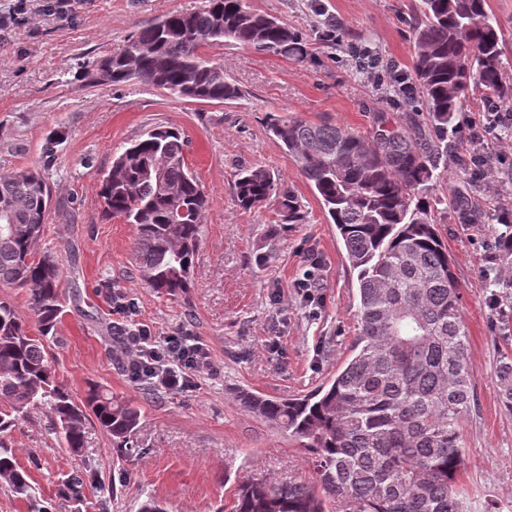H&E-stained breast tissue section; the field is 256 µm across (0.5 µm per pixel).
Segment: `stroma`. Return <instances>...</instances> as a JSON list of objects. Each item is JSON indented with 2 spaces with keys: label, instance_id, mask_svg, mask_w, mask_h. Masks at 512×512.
I'll use <instances>...</instances> for the list:
<instances>
[{
  "label": "stroma",
  "instance_id": "stroma-1",
  "mask_svg": "<svg viewBox=\"0 0 512 512\" xmlns=\"http://www.w3.org/2000/svg\"><path fill=\"white\" fill-rule=\"evenodd\" d=\"M49 0H28L27 12L0 31V173L36 166L56 140L45 172L53 205L38 251H51L64 271L61 339L49 358L57 380L75 401L89 385L133 400L141 409L135 449L120 455L110 437L87 423L82 452L58 446L44 433V411L19 421L12 439L20 465L32 470L39 497L57 500L59 484L78 467L96 481L80 503L60 512H136L150 496L167 512H218L243 481L308 483L311 456L288 430L248 412L244 392L300 398L332 379L359 333L357 273L343 242L308 181L267 130L269 115L323 118L352 131L372 129L378 116L407 122L412 110L388 79L377 83L356 69L353 46H367L412 78L410 0H249L284 19L304 37L307 61L260 54L233 42L207 49L242 95L222 103L170 97L133 80L97 84L84 73L120 52L128 38L166 15L203 8L205 0H68L66 15ZM341 26L345 47L327 35ZM183 129L186 162L210 198V208L186 295L157 294L135 263L133 225L101 213L100 180L124 146L149 129ZM447 170H436L432 195L437 228L463 299L475 405L463 423L461 480L477 504L512 512V415L496 379L499 353L512 351V288L485 271L512 268L491 257L490 243L512 219V151L477 167L476 145L449 136ZM243 168L274 174L278 192L241 208L236 175ZM293 193L305 221L280 220L283 193ZM490 214L471 224L456 207L461 194ZM319 265L314 302L296 283L309 261ZM502 301L491 306L492 297ZM131 302L117 312L115 299ZM146 326L153 336L179 334L199 342L210 369L191 386L160 394L134 382L116 334Z\"/></svg>",
  "mask_w": 512,
  "mask_h": 512
}]
</instances>
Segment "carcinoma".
<instances>
[{
    "instance_id": "cac0c4a2",
    "label": "carcinoma",
    "mask_w": 512,
    "mask_h": 512,
    "mask_svg": "<svg viewBox=\"0 0 512 512\" xmlns=\"http://www.w3.org/2000/svg\"><path fill=\"white\" fill-rule=\"evenodd\" d=\"M412 24L415 102L425 127L382 117L369 135L329 120L272 116L268 130L311 186L357 271L360 332L336 377L302 398L246 393L243 407L282 424L313 456V484L261 481L239 487L229 512H328L342 499L351 512H472L460 483V426L474 402L467 332L448 248L431 217L434 172L448 167V134L475 88L488 100L512 102V80L488 0H418ZM226 41L303 62L302 35L257 11L248 0H207L198 12L172 14L141 29L117 55L90 71L92 80H131L182 99L222 103L241 96L205 49ZM188 139L177 128L148 132L125 148L100 185L103 216L136 229L139 272L155 292L178 298L190 287L210 200L190 170ZM276 191L274 175L243 169L238 204L250 209ZM290 224L305 221L293 194L281 201ZM50 207L44 172L0 174V285L21 288L37 332L0 299V484L27 505L31 469L18 464L7 437L35 408L48 410L47 431L74 452L84 447L88 417L118 448L133 447L141 410L98 385L76 403L56 381L48 357L59 343L63 272L37 251ZM504 409L512 414V355L497 367ZM89 470L59 486L79 501Z\"/></svg>"
}]
</instances>
